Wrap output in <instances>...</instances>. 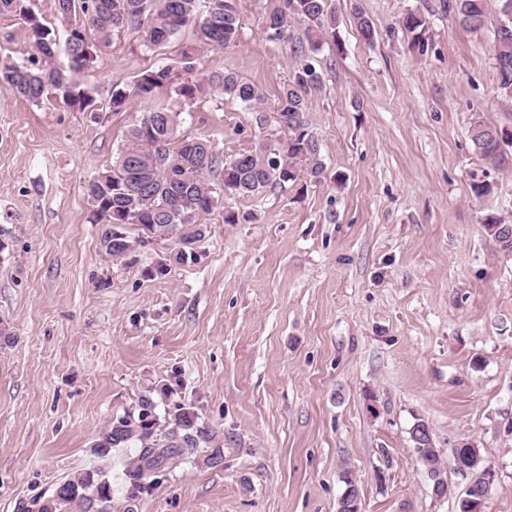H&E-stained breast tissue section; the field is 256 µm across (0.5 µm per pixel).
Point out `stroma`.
Wrapping results in <instances>:
<instances>
[{"label": "stroma", "instance_id": "stroma-1", "mask_svg": "<svg viewBox=\"0 0 512 512\" xmlns=\"http://www.w3.org/2000/svg\"><path fill=\"white\" fill-rule=\"evenodd\" d=\"M336 42L311 54L322 76L306 98L327 176L229 201L205 218L194 256L164 276L160 240L122 261L100 247L85 183L115 163L128 125L172 93L110 108L114 86L176 64L166 46L114 33L80 75L92 103H29L0 80V512H38L95 466L113 416L143 391L160 409L194 406L224 440V463L164 469L129 497L135 451L107 459L112 512H338L352 474L361 512H459L475 473L455 444L473 441L494 474L484 512H512V255L482 224L512 221V147L497 165L475 151L474 122L512 130L498 85L494 23L463 27L455 0H333ZM266 0H238L242 40L206 52L275 100L300 59L263 29ZM375 30L360 36L353 8ZM428 20V52L401 25ZM23 20L0 16V58L30 62ZM180 131L224 159L262 134L253 112L212 92ZM488 175L492 197L476 199ZM427 422L446 464L445 496L416 461L409 431Z\"/></svg>", "mask_w": 512, "mask_h": 512}]
</instances>
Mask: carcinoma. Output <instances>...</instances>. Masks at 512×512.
Here are the masks:
<instances>
[{"instance_id":"obj_1","label":"carcinoma","mask_w":512,"mask_h":512,"mask_svg":"<svg viewBox=\"0 0 512 512\" xmlns=\"http://www.w3.org/2000/svg\"><path fill=\"white\" fill-rule=\"evenodd\" d=\"M30 0H0V15L21 18L27 25L32 47L43 64L30 67L5 62L0 65V79L8 82L17 95L37 104L52 91L65 104L84 109L87 92L81 88L78 74L93 62L96 49L85 33L91 27L99 41L107 43L116 31L143 33L148 47L161 46L188 24L196 27V41L180 53L181 69L192 72L201 64V51L224 49L242 39V23L237 0H205L206 10L199 13L200 0H82V19L72 22L76 12L73 0H56L58 15L71 23L66 40L69 67L51 66L57 46L53 29L41 23L29 6ZM508 0H457L461 23L469 29L484 27L490 12L498 15L493 53L499 89L512 99V13L506 12ZM353 15L363 39H374L373 25L355 9ZM263 23L269 38L282 40L292 24L304 26L305 41L293 47L302 60L280 90L271 111L282 116L266 127L267 112L262 90L233 72L202 73L193 80H181L175 67L166 65L142 72L127 89L112 93V111H123L134 99H149L156 92L170 89L184 107L194 105L213 89L244 104L256 114V122L267 134L238 153L245 158L225 161L210 140L180 133L182 110L153 108L132 124L110 170L90 178L86 195L93 206L95 222L105 225L100 245L107 255L126 259L139 240L113 234V224L128 219L142 224L144 230L164 232L175 240L178 250L167 257L170 263L184 264L193 257L194 246L208 232L204 216L213 211L211 201L248 199L266 189L295 181L304 174L320 180L326 170L318 140L309 129L306 97L322 81L321 74L306 59V52H316L323 45L336 43V9L330 0H268ZM404 29L413 34L419 51L428 48V21L418 12L403 17ZM286 140H281L279 134ZM475 150L491 164L498 162L503 146H512L504 130L476 124L470 128ZM483 227L503 252H512V224L494 212L484 216ZM153 390L139 397L135 410L112 418L99 433L92 453L99 458L114 448H137L138 455L126 465V482L131 496L152 488L161 467L183 463H203L216 467L224 462V441L212 428L199 421L193 406L178 403L160 418ZM428 424L419 419L409 431L416 460L426 473H443L439 452L424 431ZM210 453L198 459L199 449ZM78 504L85 512H112V480L100 467L85 470L61 483L52 499L40 506V512H63Z\"/></svg>"}]
</instances>
